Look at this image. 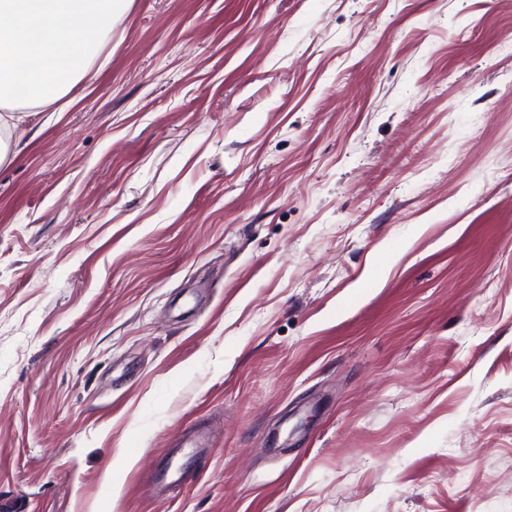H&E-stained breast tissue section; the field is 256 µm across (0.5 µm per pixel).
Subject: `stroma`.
Instances as JSON below:
<instances>
[{
    "mask_svg": "<svg viewBox=\"0 0 512 512\" xmlns=\"http://www.w3.org/2000/svg\"><path fill=\"white\" fill-rule=\"evenodd\" d=\"M66 100L0 167V512H512V0H133Z\"/></svg>",
    "mask_w": 512,
    "mask_h": 512,
    "instance_id": "35a3bbf8",
    "label": "stroma"
}]
</instances>
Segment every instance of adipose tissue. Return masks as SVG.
I'll return each mask as SVG.
<instances>
[{
    "label": "adipose tissue",
    "instance_id": "1",
    "mask_svg": "<svg viewBox=\"0 0 512 512\" xmlns=\"http://www.w3.org/2000/svg\"><path fill=\"white\" fill-rule=\"evenodd\" d=\"M132 0H0V165L16 119L64 98Z\"/></svg>",
    "mask_w": 512,
    "mask_h": 512
}]
</instances>
